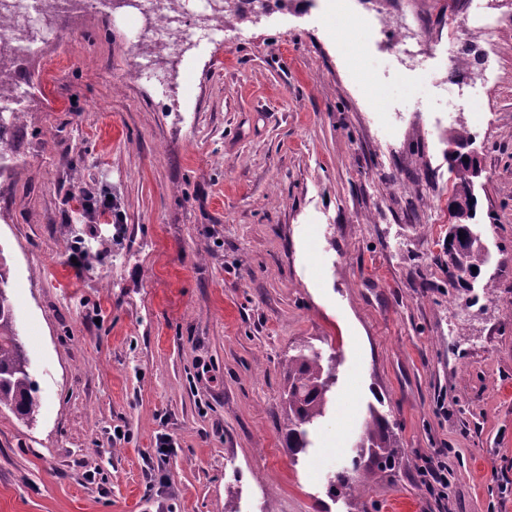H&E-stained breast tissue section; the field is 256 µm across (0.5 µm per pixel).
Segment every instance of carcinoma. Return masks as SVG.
Instances as JSON below:
<instances>
[{"label":"carcinoma","mask_w":512,"mask_h":512,"mask_svg":"<svg viewBox=\"0 0 512 512\" xmlns=\"http://www.w3.org/2000/svg\"><path fill=\"white\" fill-rule=\"evenodd\" d=\"M453 174L448 210L454 206L469 211L468 221L475 224L478 198L474 194L472 166L457 156L450 157ZM448 284L456 287L463 283V276L472 267L483 263L479 238L471 237L455 252H445ZM30 359L21 340L15 311L9 296L8 271L0 256V407L9 409L24 420L34 417L38 408L36 387L29 371ZM285 395L288 401L287 447L291 454L301 453L309 445V431L328 411L330 393L336 376L330 364L323 363L320 352L311 346H302L288 356ZM370 418L359 438L361 447L354 449L353 472H336L330 479V490L364 486L370 479L394 467L400 448L397 433L387 418L374 408H369Z\"/></svg>","instance_id":"obj_1"}]
</instances>
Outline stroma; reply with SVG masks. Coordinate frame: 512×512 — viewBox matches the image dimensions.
I'll use <instances>...</instances> for the list:
<instances>
[{"instance_id": "35a3bbf8", "label": "stroma", "mask_w": 512, "mask_h": 512, "mask_svg": "<svg viewBox=\"0 0 512 512\" xmlns=\"http://www.w3.org/2000/svg\"><path fill=\"white\" fill-rule=\"evenodd\" d=\"M366 8L294 0L182 57L147 45L165 100L124 78L120 5L107 26L89 0L25 62L0 259L39 407L0 411V512H225L231 488L237 512H512V0L484 2L489 82L449 73L450 40L400 61ZM456 82L474 111L448 108ZM466 132L486 262L452 288ZM307 342L336 384L294 457L283 365ZM373 406L396 466L332 494Z\"/></svg>"}]
</instances>
